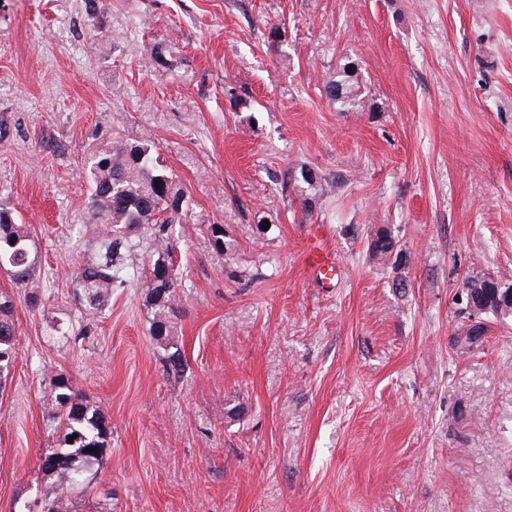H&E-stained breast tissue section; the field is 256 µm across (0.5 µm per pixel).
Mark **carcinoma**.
I'll return each instance as SVG.
<instances>
[{"label":"carcinoma","instance_id":"obj_1","mask_svg":"<svg viewBox=\"0 0 512 512\" xmlns=\"http://www.w3.org/2000/svg\"><path fill=\"white\" fill-rule=\"evenodd\" d=\"M326 97L344 112L364 111L360 88L349 82V75L336 74L325 83ZM89 176L88 210L90 223L103 226L95 257L78 267L75 274L80 300L88 311L104 310L112 298V289L127 282L123 255L131 251L146 254L148 267L138 276L146 291L154 315L151 335L165 347L174 349L164 358L167 372L183 371L181 354L174 343L173 317L177 312L174 253L177 246L172 226L182 223L186 194L171 171L157 164L152 156L151 140L144 137L129 141L116 137L85 157ZM395 239L381 230L372 241L373 255L390 256ZM28 290V301L42 303L37 259L30 248L29 229L19 224L8 209L0 208V269ZM500 279L489 276L470 278L462 292L479 301L486 297L484 314L512 316V301ZM12 302L0 296V383L15 361ZM52 418L65 431V446L51 448L39 459V467L53 478L44 487V512H70L72 494L87 488L94 480L92 466L103 453L105 438L111 433L108 421L99 409L73 392L69 379L57 375ZM93 447L91 454L86 448Z\"/></svg>","mask_w":512,"mask_h":512}]
</instances>
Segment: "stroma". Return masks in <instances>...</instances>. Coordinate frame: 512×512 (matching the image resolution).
Wrapping results in <instances>:
<instances>
[{
  "label": "stroma",
  "mask_w": 512,
  "mask_h": 512,
  "mask_svg": "<svg viewBox=\"0 0 512 512\" xmlns=\"http://www.w3.org/2000/svg\"><path fill=\"white\" fill-rule=\"evenodd\" d=\"M347 63L361 112L324 92ZM115 135L186 193L179 376L136 282L76 297L84 156ZM1 207L44 304L0 271V512H40L60 373L112 429L74 512H512V317L463 345L456 303L512 283V0H0ZM311 224L334 287L301 265ZM302 259L305 272L319 280L323 287L335 285L341 266L327 225H308ZM12 302L7 295L0 296V387L15 361L14 333L11 320Z\"/></svg>",
  "instance_id": "stroma-1"
}]
</instances>
